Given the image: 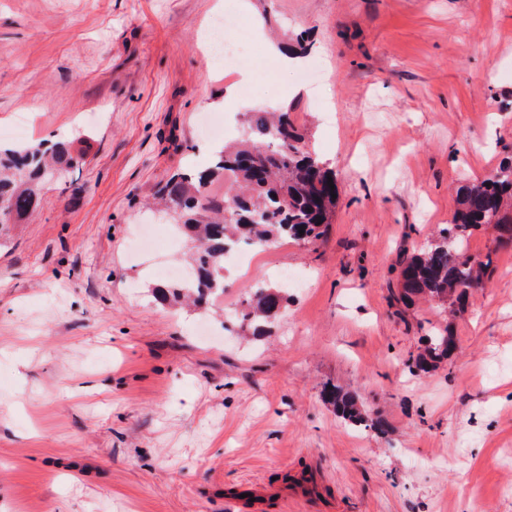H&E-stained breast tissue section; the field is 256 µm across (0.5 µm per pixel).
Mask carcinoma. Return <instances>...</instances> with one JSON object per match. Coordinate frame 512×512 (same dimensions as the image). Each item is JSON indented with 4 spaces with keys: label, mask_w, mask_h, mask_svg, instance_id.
I'll list each match as a JSON object with an SVG mask.
<instances>
[{
    "label": "carcinoma",
    "mask_w": 512,
    "mask_h": 512,
    "mask_svg": "<svg viewBox=\"0 0 512 512\" xmlns=\"http://www.w3.org/2000/svg\"><path fill=\"white\" fill-rule=\"evenodd\" d=\"M283 106L276 112L243 113L244 138L215 149L209 165L172 175L158 194L173 223L197 242L192 266L195 283L179 281L156 289L159 302L185 298L200 305L224 293V255L240 243L264 248L280 240L309 242L324 235L336 209L338 189L326 163L306 148L304 130ZM84 158L63 143L39 142L0 148V238L24 222L44 201L47 184L57 181ZM226 184L222 195L210 192ZM460 208L452 224L438 236L416 246L399 277V300L405 304L428 298L462 300L478 287L491 256L475 262L465 255L467 232L479 224H494L499 239L512 243V159L503 161L487 178L460 188ZM304 234H299V230ZM287 287L255 284L240 312L241 325L254 337L266 332L287 300ZM455 344L449 329L430 331L415 367L427 371L448 358ZM337 415L350 425H369L382 433V420L368 421L357 400L339 386L326 391Z\"/></svg>",
    "instance_id": "1"
}]
</instances>
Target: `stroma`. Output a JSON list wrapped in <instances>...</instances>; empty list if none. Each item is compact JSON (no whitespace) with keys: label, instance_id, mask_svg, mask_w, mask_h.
<instances>
[{"label":"stroma","instance_id":"obj_1","mask_svg":"<svg viewBox=\"0 0 512 512\" xmlns=\"http://www.w3.org/2000/svg\"><path fill=\"white\" fill-rule=\"evenodd\" d=\"M229 10L264 71L207 51ZM278 30L304 39L287 71ZM286 102L336 175L326 233L229 267L209 311L159 304L193 244L146 200L208 160L207 113L232 141ZM24 113L0 144L91 150L0 245V512H244L242 486L262 512H512V243L472 230L493 263L463 301L396 300L458 187L512 155V0H0V129ZM283 270L310 285L253 339L235 316ZM438 324L456 353L409 367ZM326 398L333 405L337 415L350 425H367L368 420L359 406L357 400L339 386L327 389ZM369 427L382 433L386 430V424L382 420H371Z\"/></svg>","mask_w":512,"mask_h":512}]
</instances>
